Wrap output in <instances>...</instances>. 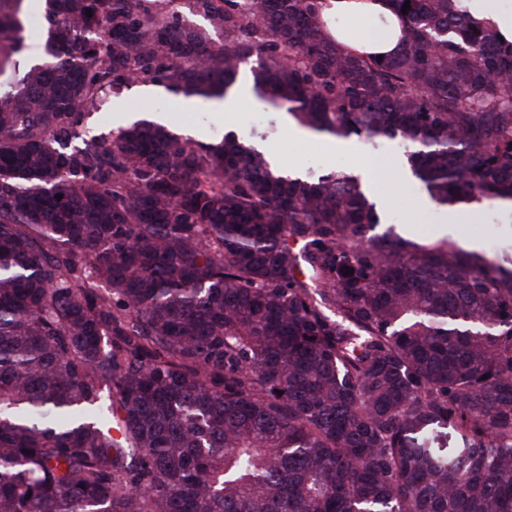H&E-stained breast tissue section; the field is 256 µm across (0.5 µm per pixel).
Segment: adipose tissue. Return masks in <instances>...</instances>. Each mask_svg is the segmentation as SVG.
Masks as SVG:
<instances>
[{"mask_svg": "<svg viewBox=\"0 0 512 512\" xmlns=\"http://www.w3.org/2000/svg\"><path fill=\"white\" fill-rule=\"evenodd\" d=\"M458 6L486 21L498 35L512 42V0H459ZM325 16L347 15L364 22V32L346 30L337 43L358 54L391 56L401 47L400 22L390 0H328Z\"/></svg>", "mask_w": 512, "mask_h": 512, "instance_id": "1", "label": "adipose tissue"}]
</instances>
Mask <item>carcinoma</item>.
<instances>
[{"instance_id":"1","label":"carcinoma","mask_w":512,"mask_h":512,"mask_svg":"<svg viewBox=\"0 0 512 512\" xmlns=\"http://www.w3.org/2000/svg\"><path fill=\"white\" fill-rule=\"evenodd\" d=\"M391 2L379 61L324 0H40L48 59L0 82V512H512V269L250 139L79 133L133 73L211 98L250 61L299 125L403 141L436 203L511 202L512 44Z\"/></svg>"}]
</instances>
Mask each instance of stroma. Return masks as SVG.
I'll list each match as a JSON object with an SVG mask.
<instances>
[{"label": "stroma", "instance_id": "1", "mask_svg": "<svg viewBox=\"0 0 512 512\" xmlns=\"http://www.w3.org/2000/svg\"><path fill=\"white\" fill-rule=\"evenodd\" d=\"M251 82L249 65H242L238 86L245 97L227 119L217 113L212 100L195 97L183 109L179 106L181 94L162 84L137 82L110 95L103 107L91 108L83 125L90 133L106 135L148 113L182 137L215 144L228 133L250 136L254 129L250 118L258 113L263 123L278 126L259 147L279 170L310 177L336 169L353 171L375 188L377 208L396 230L411 224L416 228L415 239H445L461 247L474 241L479 253L512 260V204L486 199L448 211L430 202L420 181L408 176L405 149L388 140L372 145L354 138L335 144L330 135L298 130L287 113L272 111L259 97L248 94Z\"/></svg>", "mask_w": 512, "mask_h": 512}]
</instances>
